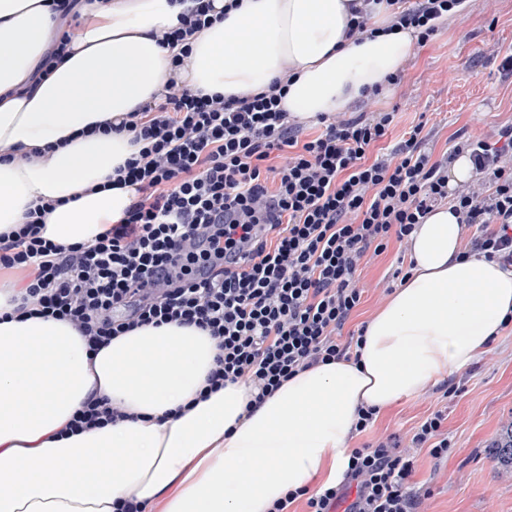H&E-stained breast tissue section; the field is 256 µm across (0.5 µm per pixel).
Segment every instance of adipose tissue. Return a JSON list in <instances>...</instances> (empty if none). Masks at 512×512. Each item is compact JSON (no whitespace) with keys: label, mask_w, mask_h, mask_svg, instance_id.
Listing matches in <instances>:
<instances>
[{"label":"adipose tissue","mask_w":512,"mask_h":512,"mask_svg":"<svg viewBox=\"0 0 512 512\" xmlns=\"http://www.w3.org/2000/svg\"><path fill=\"white\" fill-rule=\"evenodd\" d=\"M190 41L181 67L161 44L195 0H0V233L49 202L44 236L90 244L136 197L109 185L136 151L121 125L152 97L185 88L255 94L290 75L292 119L346 112L385 89L410 31L346 39L349 0H240ZM67 52L45 59L59 40ZM112 132L99 133L103 123ZM463 229L442 206L409 241L413 268L369 318L355 359L298 372L256 409L238 382L207 392L219 353L195 326H143L90 351L67 322L15 314L0 282V512H266L287 491L340 482L358 406L386 409L469 366L512 318V270L460 257ZM132 420L65 435L89 397ZM70 476L57 477L60 467Z\"/></svg>","instance_id":"obj_1"}]
</instances>
